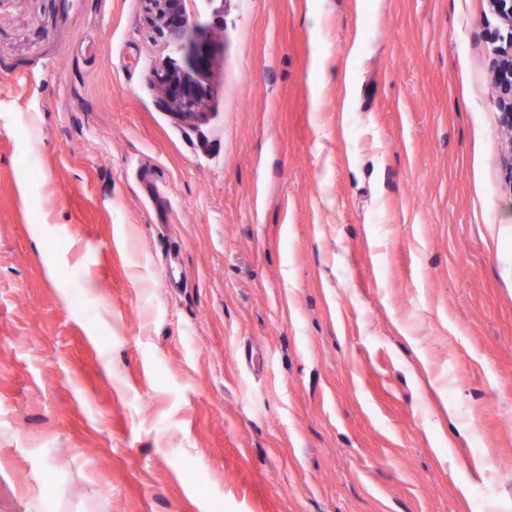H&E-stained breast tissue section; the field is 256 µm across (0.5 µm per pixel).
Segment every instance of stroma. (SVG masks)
<instances>
[{
    "mask_svg": "<svg viewBox=\"0 0 512 512\" xmlns=\"http://www.w3.org/2000/svg\"><path fill=\"white\" fill-rule=\"evenodd\" d=\"M197 7L181 121L146 0H0V512H512V33ZM489 81L499 106L504 110V123L511 135L503 162L508 171V183L512 190V36L506 47H501L495 52L489 68Z\"/></svg>",
    "mask_w": 512,
    "mask_h": 512,
    "instance_id": "1",
    "label": "stroma"
}]
</instances>
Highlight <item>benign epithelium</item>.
<instances>
[{
	"label": "benign epithelium",
	"mask_w": 512,
	"mask_h": 512,
	"mask_svg": "<svg viewBox=\"0 0 512 512\" xmlns=\"http://www.w3.org/2000/svg\"><path fill=\"white\" fill-rule=\"evenodd\" d=\"M156 29L166 41L185 50L183 65L165 62L153 73L161 93V104L183 121L204 118L207 88L202 79L208 66L207 48L200 43V27L195 21L194 0H148ZM489 9L512 30V0H488ZM489 81L503 108L504 123L512 133V40L495 52Z\"/></svg>",
	"instance_id": "obj_1"
}]
</instances>
